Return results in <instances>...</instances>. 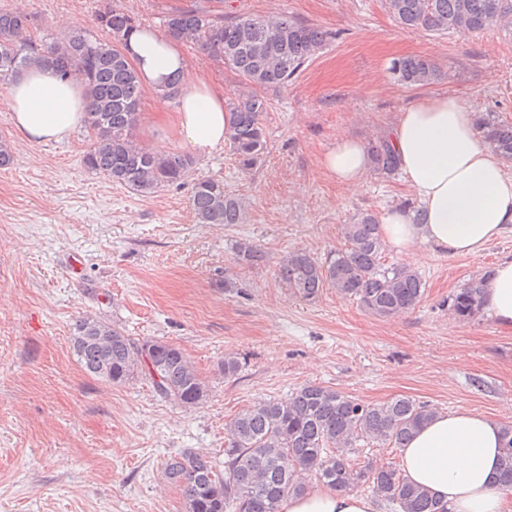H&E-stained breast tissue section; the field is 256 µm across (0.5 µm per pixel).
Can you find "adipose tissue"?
<instances>
[{"label": "adipose tissue", "instance_id": "adipose-tissue-1", "mask_svg": "<svg viewBox=\"0 0 512 512\" xmlns=\"http://www.w3.org/2000/svg\"><path fill=\"white\" fill-rule=\"evenodd\" d=\"M143 85L153 95L152 123L163 134L151 145L166 153L179 143L204 155L221 149L233 114L223 91L191 74L181 46L139 28L128 38ZM179 80L176 101L166 91ZM13 124L22 144L61 141L81 127L88 100L84 87L48 68L34 67L8 91ZM389 140L400 167L425 212L414 223L409 211L394 209L381 224L385 241L416 257L417 245L451 255L473 256L512 228V178L501 160L481 144L473 112L458 99H422L397 114ZM322 171L345 190H356L371 171L364 144L343 136L320 160ZM483 306L501 326L512 327V261L498 263L486 283ZM501 425L469 409L437 413L399 454L404 478L426 489L448 512H512V489L498 482ZM369 496L324 486L291 497L281 512H375Z\"/></svg>", "mask_w": 512, "mask_h": 512}]
</instances>
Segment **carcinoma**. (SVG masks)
I'll return each instance as SVG.
<instances>
[{
  "label": "carcinoma",
  "mask_w": 512,
  "mask_h": 512,
  "mask_svg": "<svg viewBox=\"0 0 512 512\" xmlns=\"http://www.w3.org/2000/svg\"><path fill=\"white\" fill-rule=\"evenodd\" d=\"M389 14L403 27L462 36L493 27L512 29V0H385ZM108 39L89 32L57 37L36 45L30 32L37 15L0 8V81L13 80L33 66L55 70L82 83L89 99L85 128L92 134L83 166L137 194L148 197L182 183L194 161L180 153L155 156L136 138L139 107L145 88L126 50L127 36L139 20L110 4L97 14ZM163 36L192 42L213 61L238 72L255 87L288 84L301 67L322 50L326 31L286 17L242 16L224 22L206 6L175 10L165 16ZM407 86H425L438 78L434 63L408 57L394 63ZM234 120L227 137L239 166L250 170L261 160L266 139L261 114L266 101L256 94L238 96L227 104ZM483 136L491 150L512 161V124L485 118ZM373 170L399 172L387 138L369 142ZM190 207L198 224H245L248 208L224 190V182L199 179L192 187ZM344 247L322 262L297 249L278 265L279 280L290 294L313 299L326 287L357 300L369 315L388 319L414 309L426 288L422 276L384 259L380 220L371 212L358 214L339 228ZM237 262L258 268L266 253L241 242ZM486 286L481 277L448 297V312L469 321L482 311ZM74 355L90 376L111 384L140 377L185 408L203 402L207 390L197 371L177 346L156 340L136 342L111 321L86 316L75 321ZM436 410L408 397L367 403L335 388L308 383L285 399H262L225 424L224 464L204 452H188L165 465L167 480L178 485L186 512H280L283 501L311 488L316 480L334 489L365 486L373 496L398 512H447L426 490L401 476L389 461L355 462L361 441L395 450L434 415ZM499 480L512 488V423L502 425Z\"/></svg>",
  "instance_id": "carcinoma-1"
}]
</instances>
